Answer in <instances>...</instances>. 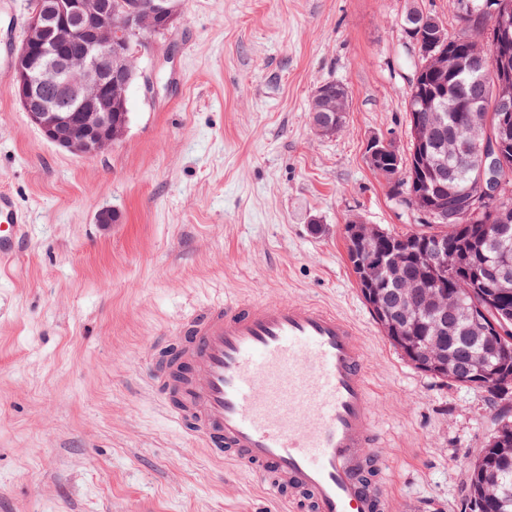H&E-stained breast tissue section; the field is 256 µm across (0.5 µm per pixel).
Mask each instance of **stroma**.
<instances>
[{"label": "stroma", "mask_w": 512, "mask_h": 512, "mask_svg": "<svg viewBox=\"0 0 512 512\" xmlns=\"http://www.w3.org/2000/svg\"><path fill=\"white\" fill-rule=\"evenodd\" d=\"M136 64L130 122L98 156L57 149L0 85V192L28 223L0 263V512H282L275 496L168 417L152 349L193 304L313 301L353 321L383 436L390 512H462L495 410L416 369L375 323L348 260L352 221L418 215L369 166L407 149L420 64L410 8L462 30L450 0H173ZM349 92L345 125L310 121ZM117 219L97 223L100 211ZM346 90L337 82H327L317 88L310 112L313 126L320 134L333 135L344 125L349 101Z\"/></svg>", "instance_id": "1"}]
</instances>
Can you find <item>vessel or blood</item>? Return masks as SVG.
Returning a JSON list of instances; mask_svg holds the SVG:
<instances>
[{
  "instance_id": "obj_1",
  "label": "vessel or blood",
  "mask_w": 512,
  "mask_h": 512,
  "mask_svg": "<svg viewBox=\"0 0 512 512\" xmlns=\"http://www.w3.org/2000/svg\"><path fill=\"white\" fill-rule=\"evenodd\" d=\"M25 214L0 193V260ZM152 388L214 457L256 475L286 512H387L382 434L355 325L313 302L224 299L189 309L153 351Z\"/></svg>"
}]
</instances>
